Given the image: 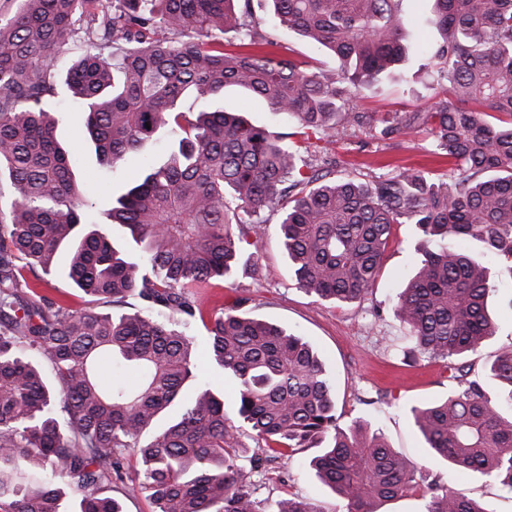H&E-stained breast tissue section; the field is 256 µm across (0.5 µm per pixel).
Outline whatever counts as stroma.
Returning a JSON list of instances; mask_svg holds the SVG:
<instances>
[{"label":"stroma","instance_id":"35a3bbf8","mask_svg":"<svg viewBox=\"0 0 512 512\" xmlns=\"http://www.w3.org/2000/svg\"><path fill=\"white\" fill-rule=\"evenodd\" d=\"M441 97L425 71L409 60L395 69L384 83L370 89L360 104L361 111L381 116L387 112H408L434 104ZM185 111L201 109H245L246 119L257 126L273 125L265 105L243 102L234 88L223 96L201 102L187 97ZM56 135L71 150L75 172L93 188L100 203L92 216L115 245H125V228L111 223L108 211L112 193L121 191L140 174V158L133 156L114 167L99 165L94 151L85 143V127L71 93H64L54 107ZM427 141L396 135L389 139L372 138L367 130L346 129L329 146V153L364 181L394 173L402 168L424 167L437 172L447 168L443 160L429 157ZM266 224L259 234L249 235L243 244L254 266L234 278L214 280L203 297V312L224 307L248 312L278 324L308 341L336 380V413L341 425L364 420L385 436L410 468L430 471L439 481L478 501L486 512H512V495L479 473L447 464L434 463L424 441L415 432L411 406L447 397L448 375L442 361L422 358L405 364L399 353L405 331L394 314L396 294L430 244L414 225L397 224L384 255L380 276L361 300L339 305L308 296L296 288L288 258L278 234L276 208L264 212ZM497 323L495 336L485 341L467 360L473 375L484 378L492 392L499 383L491 379L488 368L507 347H512V285L502 284L490 298ZM307 454L291 461H276L259 471H249L253 494L271 512L277 502L293 495L304 496L323 512H347L337 497L307 465Z\"/></svg>","mask_w":512,"mask_h":512}]
</instances>
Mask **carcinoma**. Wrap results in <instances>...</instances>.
Returning a JSON list of instances; mask_svg holds the SVG:
<instances>
[{"mask_svg": "<svg viewBox=\"0 0 512 512\" xmlns=\"http://www.w3.org/2000/svg\"><path fill=\"white\" fill-rule=\"evenodd\" d=\"M15 2L0 18V176L17 195L0 211V512H123L120 494L147 497L155 512H263L240 465L244 435L264 443L249 457L253 469L315 449L310 467L348 512H379L420 488L426 512H485L409 468L362 421L340 426L333 379L307 341L219 308L205 351L236 383L228 416L224 397L198 384L189 328L211 281L248 266L239 243L277 206L297 288L336 304L373 288L394 225L413 224L434 242L397 296L404 357L459 359L494 335L488 298L496 283H512V0H429L438 37L422 44L404 39L406 0H269L273 27L333 52V74L259 33L249 0ZM83 19L86 50L62 81L58 57ZM188 30L203 39H182ZM228 33L241 50H224ZM409 57L453 99L380 119L359 111L368 87ZM229 86L294 131L179 107ZM60 88L79 99L102 166L169 130L181 135L111 199L126 249L88 229L97 197L57 139L50 102ZM346 126L382 138L422 131L429 152L453 167L361 182L334 158L305 165L302 153ZM470 242L495 266L470 255ZM63 251L84 308L38 294L26 278L57 273ZM130 299L137 310L113 311ZM162 309L168 318L151 315ZM448 368V396L411 408L413 427L434 461L496 479L512 495V349L490 366L505 397L491 398L463 364ZM176 405L178 415L142 440ZM125 448L137 449L139 468L117 488ZM274 512L320 510L292 497Z\"/></svg>", "mask_w": 512, "mask_h": 512, "instance_id": "1", "label": "carcinoma"}]
</instances>
